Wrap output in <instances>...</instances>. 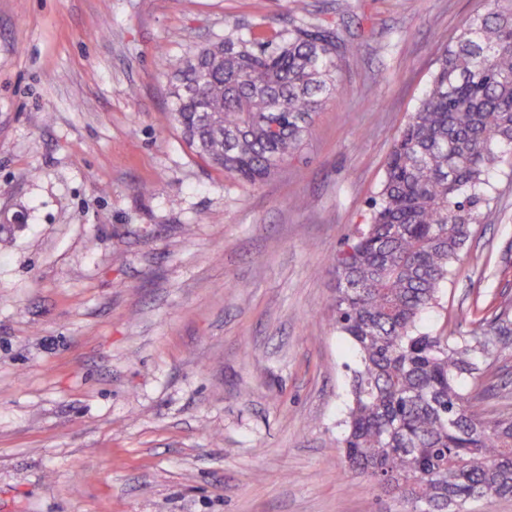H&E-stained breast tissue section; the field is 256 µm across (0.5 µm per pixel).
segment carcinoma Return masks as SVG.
<instances>
[{
    "label": "carcinoma",
    "instance_id": "cac0c4a2",
    "mask_svg": "<svg viewBox=\"0 0 512 512\" xmlns=\"http://www.w3.org/2000/svg\"><path fill=\"white\" fill-rule=\"evenodd\" d=\"M345 46L296 27L215 41L172 65L170 117L224 174L255 183L302 144L338 91ZM512 147V0H488L437 60L395 140L370 224L336 255V332L360 365L340 440L350 470L404 512H474L512 498V414L488 416L467 382L486 343L420 329Z\"/></svg>",
    "mask_w": 512,
    "mask_h": 512
}]
</instances>
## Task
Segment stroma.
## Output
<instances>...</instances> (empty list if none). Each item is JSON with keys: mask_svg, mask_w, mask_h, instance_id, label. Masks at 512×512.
<instances>
[{"mask_svg": "<svg viewBox=\"0 0 512 512\" xmlns=\"http://www.w3.org/2000/svg\"><path fill=\"white\" fill-rule=\"evenodd\" d=\"M485 0H0V512H402L338 444L357 356L335 258L395 138ZM325 28L355 53L260 183L168 114V60ZM423 330L504 319L485 384L512 413V159Z\"/></svg>", "mask_w": 512, "mask_h": 512, "instance_id": "35a3bbf8", "label": "stroma"}]
</instances>
